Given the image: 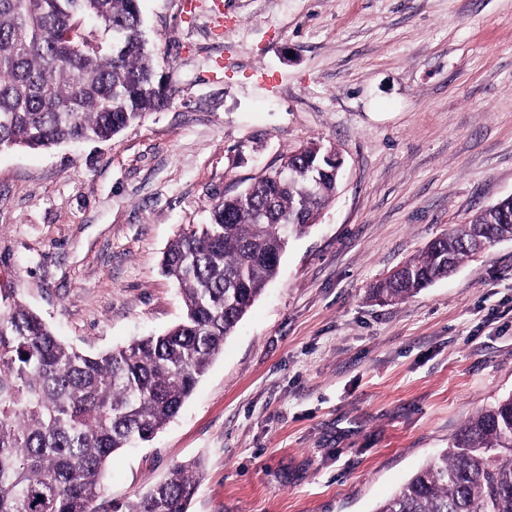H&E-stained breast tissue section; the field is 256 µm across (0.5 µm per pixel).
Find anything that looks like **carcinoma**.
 Here are the masks:
<instances>
[{
	"mask_svg": "<svg viewBox=\"0 0 512 512\" xmlns=\"http://www.w3.org/2000/svg\"><path fill=\"white\" fill-rule=\"evenodd\" d=\"M79 21L90 26L72 39ZM157 53L139 0H0V146L114 139L170 103ZM327 151L311 143L291 152L168 246L161 271L179 287L184 314L163 334L88 354L15 296H0V512H98L110 456L177 417L277 276L289 239L334 197ZM470 228L432 240L373 294L399 301L448 276L474 254V238H512V215L493 204ZM196 487V465H177L124 512H188ZM375 512H512V395L469 418Z\"/></svg>",
	"mask_w": 512,
	"mask_h": 512,
	"instance_id": "1",
	"label": "carcinoma"
}]
</instances>
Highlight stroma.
Here are the masks:
<instances>
[{"label":"stroma","instance_id":"1","mask_svg":"<svg viewBox=\"0 0 512 512\" xmlns=\"http://www.w3.org/2000/svg\"><path fill=\"white\" fill-rule=\"evenodd\" d=\"M222 4L140 0L164 110L107 143L0 150V290L88 353L162 333L183 314L159 268L180 230L292 151L335 148V200L178 417L111 457L105 498L194 461L188 512H374L512 394V240L407 299L372 295L512 195V0Z\"/></svg>","mask_w":512,"mask_h":512}]
</instances>
